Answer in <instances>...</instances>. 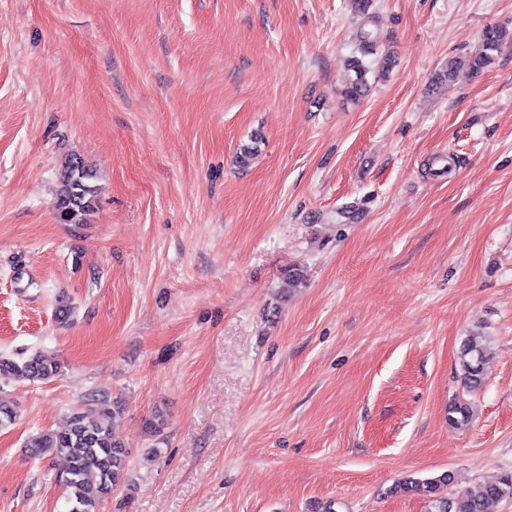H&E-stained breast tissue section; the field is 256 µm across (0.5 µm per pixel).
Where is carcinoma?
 Masks as SVG:
<instances>
[{"instance_id":"carcinoma-1","label":"carcinoma","mask_w":512,"mask_h":512,"mask_svg":"<svg viewBox=\"0 0 512 512\" xmlns=\"http://www.w3.org/2000/svg\"><path fill=\"white\" fill-rule=\"evenodd\" d=\"M357 41L360 56L349 60L350 70L355 77L346 88V96L352 100L363 97L367 92V74L371 72V65L365 62L364 57L376 54L369 33L360 32ZM482 41L483 52L451 62L446 77H453L456 70L463 66L476 74L481 72L491 62L492 53L498 51L503 43L512 42V33L502 27L490 26L483 31ZM257 152V142L242 144L237 149L235 161L238 166L246 168ZM95 177L94 169L84 159L75 156L68 160L56 192L55 209L61 220L68 224L86 222L96 202ZM490 354V338L467 336L462 340L458 360L467 391L474 392L483 386L484 364ZM59 373V364L39 353L20 361L0 356V379L5 381H45ZM119 413V407L109 410L101 404L76 410L68 416L65 428L43 432L30 441L31 455H56L66 459L67 467L58 475L57 482L63 486L68 512H99L101 505L125 482L128 453L105 423V417H115ZM470 417L471 407L467 401L458 397L448 406L451 426L462 428L468 424ZM455 481V473L449 470L425 478L410 476L396 485L395 491L415 492L424 496L429 512H486L490 503L512 501V471L450 497L448 488Z\"/></svg>"}]
</instances>
